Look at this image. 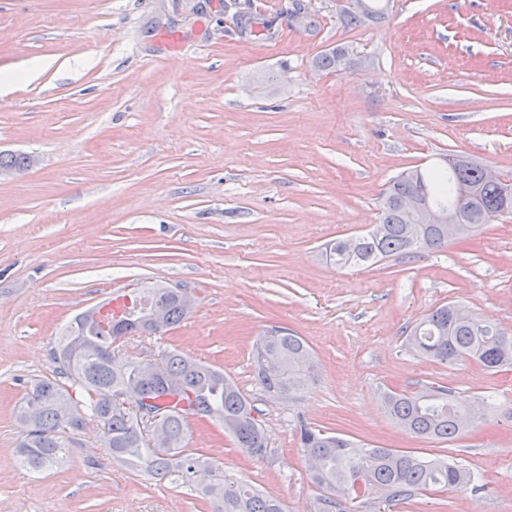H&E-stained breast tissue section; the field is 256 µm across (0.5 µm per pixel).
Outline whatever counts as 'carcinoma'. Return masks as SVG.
Instances as JSON below:
<instances>
[{"label":"carcinoma","instance_id":"cac0c4a2","mask_svg":"<svg viewBox=\"0 0 512 512\" xmlns=\"http://www.w3.org/2000/svg\"><path fill=\"white\" fill-rule=\"evenodd\" d=\"M344 52L336 48L322 53L315 65L334 71ZM447 164L446 169L423 172L419 183L411 173H401L386 191L381 223L365 236L334 242L330 260L339 267H371L391 257L411 258L447 247L454 237L441 225H418L401 209V197L414 190L426 202L448 209L457 204V185L466 182L478 187V204L492 219L512 214V194L504 193L497 170L451 154ZM29 165L27 155L0 153L1 169L23 171ZM137 295L146 297V303L129 312L120 329L95 323L91 309L58 338L51 352L55 375L30 385L16 411L23 432L18 448L23 466L41 471L56 464L84 427L83 420H99L105 424V447L112 460L159 481L201 490L212 512H284L277 498L247 483L226 487L217 461L185 444L191 421L211 419L219 421L249 456H265L268 438L260 413L234 380L219 368L175 351L163 352L154 364L127 362L116 355L117 342L129 336H160L190 312L175 290L158 283ZM406 343L422 359L445 367L474 360L497 373L512 366V329L487 324L472 313L462 316L450 304L410 329ZM253 364L263 389L281 397H295L316 376L306 340L281 328L258 338ZM381 398L394 422L421 437L449 441L480 420L473 415V404H460L455 391L443 385L389 390ZM145 400L162 409L150 429L133 409ZM63 404L74 407L72 417L61 413ZM299 441L314 462L311 481L320 491L313 512H361L372 495L390 508L425 491L476 485L474 473L457 462L370 448L306 424L300 425Z\"/></svg>","mask_w":512,"mask_h":512}]
</instances>
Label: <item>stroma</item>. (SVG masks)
<instances>
[{
  "label": "stroma",
  "mask_w": 512,
  "mask_h": 512,
  "mask_svg": "<svg viewBox=\"0 0 512 512\" xmlns=\"http://www.w3.org/2000/svg\"><path fill=\"white\" fill-rule=\"evenodd\" d=\"M308 22L292 21V5ZM350 0H0V71L40 58L84 68L20 79L0 96V512H210L202 494L113 462L89 423L62 467L17 462L13 410L76 315L154 282L197 302L162 337H131L128 361L178 350L223 369L261 412L264 459L215 421L188 445L229 483L309 512L318 494L293 425L462 462L477 488L428 492L393 512H512V369L454 368L402 335L454 302L512 328V215L447 249L336 268L326 243L380 218L392 180L454 154L512 175V0H386L347 27ZM249 11L270 36L240 33ZM345 48V69L316 56ZM285 327L317 379L293 400L266 392L251 353ZM443 384L489 406L448 442L384 413L382 390Z\"/></svg>",
  "instance_id": "obj_1"
}]
</instances>
